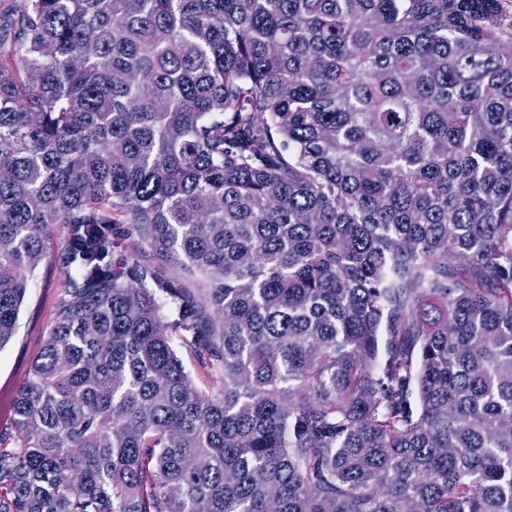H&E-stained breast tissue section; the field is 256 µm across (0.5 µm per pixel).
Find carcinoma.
<instances>
[{
    "label": "carcinoma",
    "instance_id": "obj_1",
    "mask_svg": "<svg viewBox=\"0 0 512 512\" xmlns=\"http://www.w3.org/2000/svg\"><path fill=\"white\" fill-rule=\"evenodd\" d=\"M59 226L0 512H512L502 0H25L0 348ZM112 218L118 223L112 224L114 228L112 239L121 242L120 246L112 249L114 266L131 259L139 260L145 266H154L161 262L162 258L141 240L134 224H128L121 214H114ZM180 335V332L172 333L174 347L181 356L186 371H188L191 374L194 381L199 387L204 388L205 386L209 385L207 381L210 380V377L206 372L204 373L198 368L192 354L187 349V347L182 343Z\"/></svg>",
    "mask_w": 512,
    "mask_h": 512
}]
</instances>
